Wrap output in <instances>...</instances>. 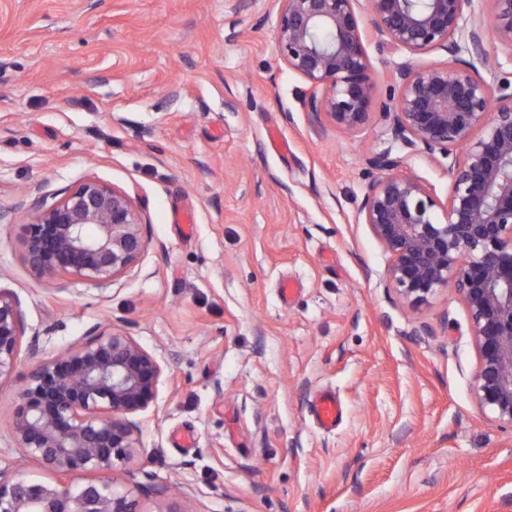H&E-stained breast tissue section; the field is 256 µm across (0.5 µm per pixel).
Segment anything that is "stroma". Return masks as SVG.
<instances>
[{"label":"stroma","instance_id":"stroma-1","mask_svg":"<svg viewBox=\"0 0 512 512\" xmlns=\"http://www.w3.org/2000/svg\"><path fill=\"white\" fill-rule=\"evenodd\" d=\"M278 0H0V286L40 358L125 323L164 361L157 409L136 417L123 485L177 482L178 512H512V425L479 407L478 355L454 286L411 308L359 223L368 163L400 63L355 11L376 75L353 134L319 132L281 60ZM486 22L487 79L512 48ZM441 215L447 161L408 158ZM94 177L138 207L149 246L112 283L36 281L22 260L33 201ZM190 209L192 228L174 223ZM295 296L283 302L281 289ZM429 332L413 335L414 326ZM29 365L0 381V466L42 477L10 423ZM335 392L341 421L313 403Z\"/></svg>","mask_w":512,"mask_h":512}]
</instances>
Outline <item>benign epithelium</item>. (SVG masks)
<instances>
[{
  "instance_id": "benign-epithelium-1",
  "label": "benign epithelium",
  "mask_w": 512,
  "mask_h": 512,
  "mask_svg": "<svg viewBox=\"0 0 512 512\" xmlns=\"http://www.w3.org/2000/svg\"><path fill=\"white\" fill-rule=\"evenodd\" d=\"M276 43L288 70L309 89L300 105L317 123L354 133L369 120L375 78L355 0H280ZM386 45L420 55L440 47L446 63L395 73L399 94L385 107V147L368 162L380 171L360 210L391 256L387 281L414 307L453 282L467 308L478 353L475 395L512 425V85L488 82L467 49L485 57L484 31L467 24L468 0H369ZM499 41L512 47V0H491ZM332 35L328 44L315 38ZM448 159L444 219L407 157ZM141 215L126 193L95 178L48 203L24 225L23 261L39 280L110 283L148 248ZM26 336L18 296L0 288V380L18 365ZM34 358L15 402L11 431L23 457L56 476L0 468V512H176L168 486L117 484L112 471L136 452L133 418L157 408L164 365L117 324L95 325L63 354ZM87 473L97 481L79 482Z\"/></svg>"
}]
</instances>
